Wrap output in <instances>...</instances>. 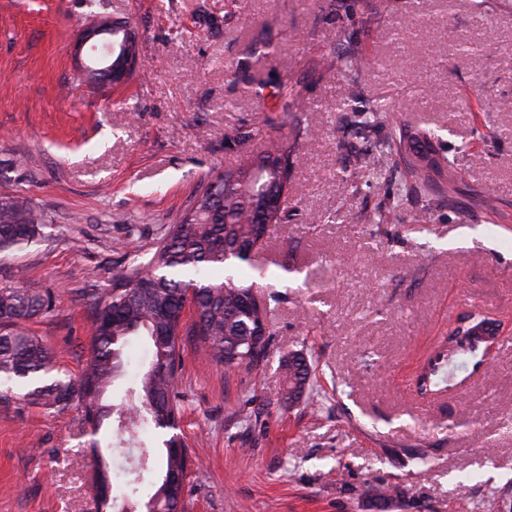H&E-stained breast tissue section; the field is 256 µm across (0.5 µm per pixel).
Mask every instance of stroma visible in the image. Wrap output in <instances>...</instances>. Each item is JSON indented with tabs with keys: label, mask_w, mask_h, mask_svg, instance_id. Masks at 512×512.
<instances>
[{
	"label": "stroma",
	"mask_w": 512,
	"mask_h": 512,
	"mask_svg": "<svg viewBox=\"0 0 512 512\" xmlns=\"http://www.w3.org/2000/svg\"><path fill=\"white\" fill-rule=\"evenodd\" d=\"M99 12L133 25L148 65L114 88L88 85L72 51ZM352 46L378 67L337 64ZM376 104L408 134L438 130L460 194L407 182L395 150L377 178H349L356 113ZM269 118L295 159L288 222L261 257L289 270L261 291L258 367L224 370L184 339L180 512H386L380 483L400 493L394 512H511L512 0H0V197L26 196L46 224L0 258V284L21 267L55 291L29 325L54 354L49 380L88 361L84 295L147 263L197 186L255 155L235 130ZM471 308L509 325L492 375L464 398L419 396L418 370ZM299 350L313 404L282 398L280 361ZM27 390L0 399V512H97L79 407Z\"/></svg>",
	"instance_id": "stroma-1"
}]
</instances>
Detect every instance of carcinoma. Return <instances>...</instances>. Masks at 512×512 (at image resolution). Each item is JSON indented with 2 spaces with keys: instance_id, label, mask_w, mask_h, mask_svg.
<instances>
[{
  "instance_id": "carcinoma-1",
  "label": "carcinoma",
  "mask_w": 512,
  "mask_h": 512,
  "mask_svg": "<svg viewBox=\"0 0 512 512\" xmlns=\"http://www.w3.org/2000/svg\"><path fill=\"white\" fill-rule=\"evenodd\" d=\"M241 141H259L264 153L282 156L285 166L268 168L261 181L253 179L248 166L226 173L227 182L210 178L193 197L191 206L174 224H167L156 238L151 260L145 265H128L112 279V288L88 299L91 310V355L82 373L66 381L56 380L37 386L26 394L32 403L63 411L77 404L83 424L92 434L104 425L117 422V430L134 434L152 431L151 439L138 441L145 449L141 468L125 471L112 482V468L98 445H93L90 466L102 476L106 492L101 504L112 502L114 512H127L119 499L144 500L160 512H176L184 486H173L167 477L172 471L186 472L187 444L171 452L175 430L179 429L182 407L177 391L182 361L180 317L186 305L195 312V321L187 335L199 341L203 354L226 370L251 369L264 361L269 338L253 335L256 324L267 320V304L257 305L254 278L244 280L239 270L247 267L264 280L279 275L254 264L244 254L257 240L252 216L262 206L267 190L290 177V157L295 143L286 135L273 136L268 126L243 128L234 134ZM361 177L378 174L373 150L359 153ZM443 166L431 157L406 168V177L427 185L431 174H440ZM42 214L21 195L0 198V254L9 255L35 242L43 235ZM226 268L229 274L221 282L209 279L211 270ZM55 307L50 291L32 290L17 282L0 286V381L15 379L36 382L52 369V354L31 334L28 324L49 314ZM498 326L486 318L471 321L454 330L428 358V366L437 359L454 361L465 350L480 353V361L490 355L488 337ZM146 337L150 355L148 366L139 372L127 388L125 406L116 410L107 401V393L125 367L126 349L133 338ZM283 371V399L288 402L310 400V363L301 352L291 353L280 362ZM424 392L450 387V377L423 374ZM116 434V445L128 442ZM161 441L165 455L153 462L147 450L153 439Z\"/></svg>"
}]
</instances>
